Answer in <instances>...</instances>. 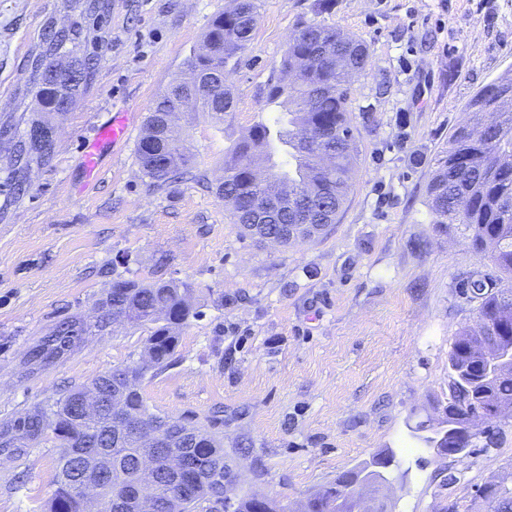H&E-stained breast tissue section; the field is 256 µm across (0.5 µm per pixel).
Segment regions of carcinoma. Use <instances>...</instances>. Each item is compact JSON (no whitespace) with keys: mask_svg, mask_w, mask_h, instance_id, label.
<instances>
[{"mask_svg":"<svg viewBox=\"0 0 512 512\" xmlns=\"http://www.w3.org/2000/svg\"><path fill=\"white\" fill-rule=\"evenodd\" d=\"M257 20L254 0H233L213 19L202 47L192 51L184 70L155 102L137 142L136 158L143 174L156 185L193 174L196 154L179 137L171 116L182 108L188 92L204 88L197 109L224 119L234 103L227 67L247 47ZM72 36L65 29L50 33L32 61L29 82L40 112L69 111L78 92L92 80L93 68L84 61L65 63L77 75L72 83L51 70ZM369 59L367 44L357 36L315 21L299 24L281 58L282 78L267 86V104L281 108L282 115L271 124H254L241 137L232 156L224 161L223 181L215 187L243 235L288 246L313 239L335 223L351 187L349 165L355 158L345 153L347 146L339 141L341 137L356 140L349 118L351 79L366 71ZM467 109L481 121L455 127L436 155L427 206L433 223L462 225L472 249L491 253L495 264L512 276V71L481 89ZM37 129L42 136H29ZM53 131L54 126L41 116L28 122L19 135L9 126L0 134L14 141V163L26 167L51 157ZM283 151L288 155V170L276 172L271 165L267 180L252 179L254 159L267 163ZM277 181L294 183L295 193L285 207L262 208L263 203L276 201L272 186ZM473 284L485 289L477 312L486 319V330L478 338L463 329L448 357L476 377L485 351L512 343V316L505 320L501 315V305L512 307V284L499 287L480 279ZM194 294L191 284L182 281L145 284L118 277L99 301L112 307V316H98L93 327L80 317L63 321L30 346L28 361L47 367L67 351L65 343L70 337L79 340L94 331L101 333L113 317L151 328L141 361L115 366L5 423L26 442L40 443L53 434L59 454L48 512H87L86 499L78 491L86 483L99 488L96 512L134 510L140 448L135 437L115 443L112 403H122L124 415L149 412L139 381L148 370L163 369L172 362L180 340L177 329L197 316ZM87 389L103 396L104 405L96 415L82 418L77 405ZM500 404H512L511 371L486 387L448 382L446 410L463 427L477 417L492 418L493 408ZM154 419L156 429L175 451L199 461L198 469L189 470L188 480L159 472L153 488V497L160 503L157 512H215V505L224 501V487L210 482L208 474L224 472V440L188 420L157 414ZM351 476L352 471H346L335 483L312 493L300 512H353V501L345 492ZM478 496L490 512H512V488L490 483L478 489Z\"/></svg>","mask_w":512,"mask_h":512,"instance_id":"obj_1","label":"carcinoma"}]
</instances>
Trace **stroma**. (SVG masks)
<instances>
[{
  "instance_id": "obj_1",
  "label": "stroma",
  "mask_w": 512,
  "mask_h": 512,
  "mask_svg": "<svg viewBox=\"0 0 512 512\" xmlns=\"http://www.w3.org/2000/svg\"><path fill=\"white\" fill-rule=\"evenodd\" d=\"M0 0V124L36 115L28 77L50 28L75 32L94 77L53 119L48 161L15 170L0 143V423L117 365L141 360L147 328L116 323L44 370L29 345L90 317L113 278L196 287L200 314L180 329L174 361L140 384L151 412L192 419L224 437L234 495L297 507L311 493L392 450L386 512H438L451 501L486 512L477 487H512V419L495 445L466 459L426 455L412 437L448 394V353L477 319L468 280L501 277L461 226L433 223L432 160L466 105L512 69V0H256L258 21L229 75L234 110L183 129L197 175L160 187L143 175L137 136L105 155L97 180L84 141L114 112L145 122L158 97L231 0ZM314 20L364 40L367 75L350 109L359 156L352 190L319 236L281 247L241 235L214 189L238 137L273 113L265 93L297 25ZM52 442L0 457V512H46ZM456 482H449V475Z\"/></svg>"
}]
</instances>
